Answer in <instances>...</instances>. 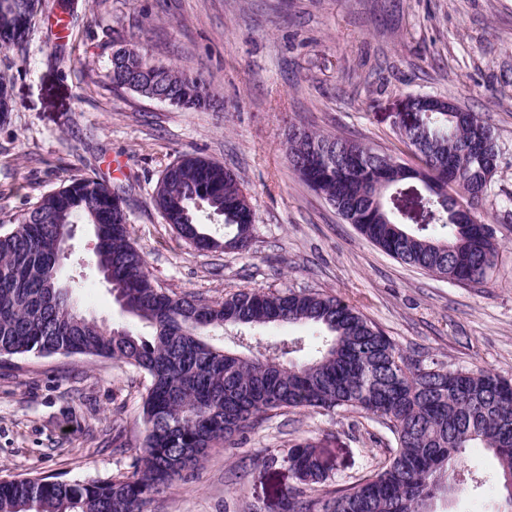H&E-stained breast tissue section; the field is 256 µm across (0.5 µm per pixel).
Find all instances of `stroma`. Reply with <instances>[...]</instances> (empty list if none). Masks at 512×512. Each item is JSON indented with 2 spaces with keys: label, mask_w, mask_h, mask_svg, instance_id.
<instances>
[{
  "label": "stroma",
  "mask_w": 512,
  "mask_h": 512,
  "mask_svg": "<svg viewBox=\"0 0 512 512\" xmlns=\"http://www.w3.org/2000/svg\"><path fill=\"white\" fill-rule=\"evenodd\" d=\"M71 39L43 14L24 47L0 49L14 78L0 121V224L85 174L126 190L131 238L164 287L206 302L242 288L294 289L354 304L410 360L512 378V0H75ZM204 80L220 112L181 110L107 77L113 40ZM429 95L478 113L499 146L477 214L495 231L488 282L405 265L364 239L293 173L285 133L299 124L399 160L401 99ZM191 152L239 174L255 210L249 251L196 250L154 208L165 167ZM90 226L65 262L82 311L128 318L86 267ZM149 379L112 360L55 354L0 361V478L87 482L129 474ZM309 439L331 468L321 496L371 474L397 447L381 423L291 409L235 448H214L193 479L145 512H281L297 481L281 457ZM278 463H271V456Z\"/></svg>",
  "instance_id": "1"
}]
</instances>
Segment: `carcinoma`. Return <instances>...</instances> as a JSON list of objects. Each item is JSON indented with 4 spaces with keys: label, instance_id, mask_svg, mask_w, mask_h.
Instances as JSON below:
<instances>
[{
    "label": "carcinoma",
    "instance_id": "cac0c4a2",
    "mask_svg": "<svg viewBox=\"0 0 512 512\" xmlns=\"http://www.w3.org/2000/svg\"><path fill=\"white\" fill-rule=\"evenodd\" d=\"M45 0H0V48L22 47ZM108 78L115 91L164 99L185 110L216 105L211 87L143 49L119 42ZM411 121L396 125L402 142L426 156L432 185L405 173L390 154L358 140L306 128L288 132L294 171L361 235L409 266L457 282L487 279L497 251L491 225L460 224L450 214L448 181L472 195L487 192L486 153L499 150L474 112H433L415 96ZM12 107V82L0 74V115ZM119 193L95 176L73 179L22 211L0 232V354H82L130 365L149 378L142 405L144 436L129 475L70 482L60 476L0 480V512H145L155 496L186 482L209 449L231 447L279 411L343 410L378 420L397 448L372 474L313 497L306 488L329 478L318 446L296 442L278 460L300 486L288 489L282 512H435L439 498L484 487L457 470L468 448L497 460L499 507L512 512V381L487 371L424 367L407 361L390 337L354 305L305 291L243 288L205 303L161 287L130 237ZM152 203L165 223L195 249L220 243L198 213L220 219L245 250L255 211L239 177L224 163L184 153L163 170ZM76 224L95 235L94 268L122 311L150 330L106 329L78 313L63 277V237ZM302 325L317 336H290L245 355L207 340L228 327L261 332Z\"/></svg>",
    "mask_w": 512,
    "mask_h": 512
}]
</instances>
